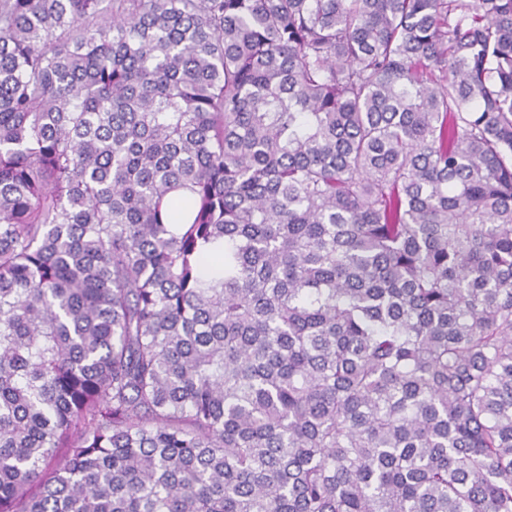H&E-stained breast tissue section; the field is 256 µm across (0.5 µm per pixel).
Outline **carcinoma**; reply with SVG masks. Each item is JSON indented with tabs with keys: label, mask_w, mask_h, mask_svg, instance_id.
Masks as SVG:
<instances>
[{
	"label": "carcinoma",
	"mask_w": 512,
	"mask_h": 512,
	"mask_svg": "<svg viewBox=\"0 0 512 512\" xmlns=\"http://www.w3.org/2000/svg\"><path fill=\"white\" fill-rule=\"evenodd\" d=\"M0 512H512V0H0Z\"/></svg>",
	"instance_id": "carcinoma-1"
}]
</instances>
